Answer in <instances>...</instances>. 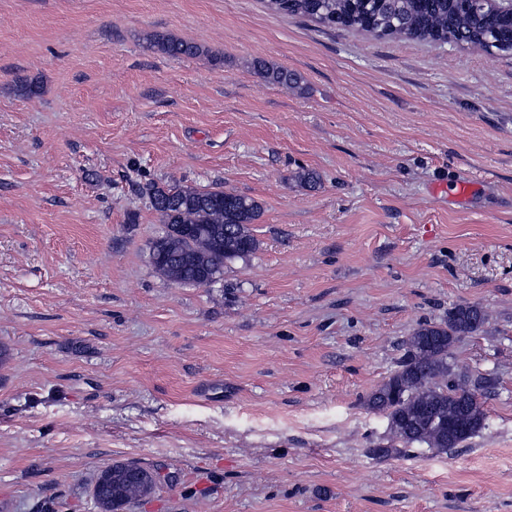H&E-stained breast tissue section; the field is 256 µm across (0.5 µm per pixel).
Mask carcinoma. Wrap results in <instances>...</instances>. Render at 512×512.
Listing matches in <instances>:
<instances>
[{
	"label": "carcinoma",
	"instance_id": "carcinoma-1",
	"mask_svg": "<svg viewBox=\"0 0 512 512\" xmlns=\"http://www.w3.org/2000/svg\"><path fill=\"white\" fill-rule=\"evenodd\" d=\"M276 14L306 18L326 27L365 32L377 37L407 38L439 45L461 44L488 52L512 53V44H489L488 33L508 40L512 15L507 11H468L457 0H265ZM150 46L172 56H197L192 42L154 34ZM256 73L267 83L298 84L299 78L280 67L257 60ZM146 194L164 224H181L188 237H170L155 269L168 281L209 286L224 273V264L251 256L259 242L251 224L261 206L253 198L222 188H196L172 182H151ZM487 310L477 304L457 305L448 321L423 324L405 340L406 352L397 368L366 400L367 407L385 415L388 433L403 447L425 446L438 452L459 447L486 428L485 398L495 389L493 374L468 375L455 369L452 347L488 322ZM126 464L116 462L98 475L91 497L97 512H126L151 496L158 481L143 469L136 482L114 479Z\"/></svg>",
	"mask_w": 512,
	"mask_h": 512
}]
</instances>
